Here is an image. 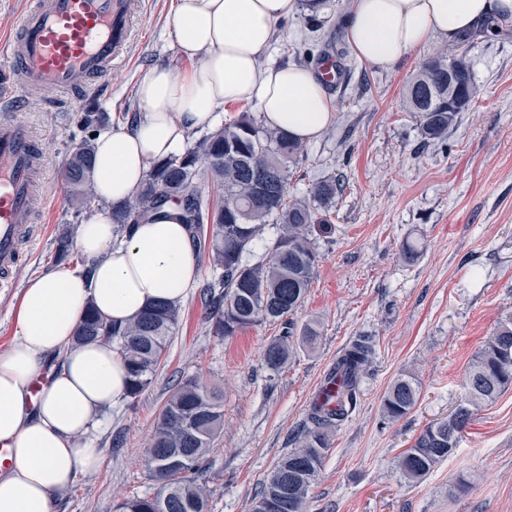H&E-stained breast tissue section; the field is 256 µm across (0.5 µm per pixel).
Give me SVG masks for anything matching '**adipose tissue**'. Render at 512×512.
<instances>
[{
    "mask_svg": "<svg viewBox=\"0 0 512 512\" xmlns=\"http://www.w3.org/2000/svg\"><path fill=\"white\" fill-rule=\"evenodd\" d=\"M296 0H172L169 24L190 69L159 63L134 88L140 110L125 130L97 136L93 182L101 207L75 246L89 270L58 268L32 278L15 308L16 335L0 354V512H54L55 497L95 471L93 437L107 409L127 395L111 347L76 344L87 307L125 324L158 299L179 303L200 270L177 202L167 218L116 235L112 207L144 184L152 162L182 152L189 132L234 104L257 107L266 125L307 143L332 117L326 89L297 66L262 65L276 24ZM489 16H512V0H354L347 38L374 68L394 64L430 38L447 40ZM55 370L40 375L47 361Z\"/></svg>",
    "mask_w": 512,
    "mask_h": 512,
    "instance_id": "1",
    "label": "adipose tissue"
}]
</instances>
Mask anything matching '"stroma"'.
I'll use <instances>...</instances> for the list:
<instances>
[{
	"label": "stroma",
	"instance_id": "stroma-1",
	"mask_svg": "<svg viewBox=\"0 0 512 512\" xmlns=\"http://www.w3.org/2000/svg\"><path fill=\"white\" fill-rule=\"evenodd\" d=\"M172 0H145L133 17L136 37L112 72L69 93L43 91L22 113L44 146L43 211L34 249L0 291V353L15 334L14 308L33 276L58 268L56 244L78 234L61 171L83 130V112L127 127L139 110L138 81L158 63L187 67L169 27ZM352 0H326L319 30L304 10L276 27L268 59L319 70L326 46L346 39ZM434 37L376 69L348 55L347 76L328 95L334 114L305 146L288 194L305 198L316 181L341 172L345 189L316 234L322 256L296 312L297 325L318 323L316 348L298 347L280 372L263 362L282 331L264 322L224 340L210 333L193 288L152 385L112 407L95 436L98 470L57 496L56 512H116L125 498L153 492L144 450L178 380L193 375L224 398V428L204 479L211 512H250L260 481L290 447L322 377L359 335L375 355L356 410L331 440L309 512H512V388L478 413L459 448L419 484L407 482L396 458L427 425L460 404L468 367L497 324L512 317V31L471 50L480 96L446 140L422 144L419 122L403 105L405 86L423 61L445 47ZM419 249L414 262L402 245ZM420 379L415 408L384 422L382 396L399 373Z\"/></svg>",
	"mask_w": 512,
	"mask_h": 512
}]
</instances>
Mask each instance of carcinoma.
<instances>
[{"mask_svg":"<svg viewBox=\"0 0 512 512\" xmlns=\"http://www.w3.org/2000/svg\"><path fill=\"white\" fill-rule=\"evenodd\" d=\"M488 20L463 34L459 43L426 59L410 79L406 108L419 117L423 143L448 137L459 115L479 96L474 80L471 43L495 31ZM305 148L285 132L265 126L249 112L214 130L183 152L151 165L142 188L112 209L115 233L130 224L164 216L166 203L176 200L195 243L207 244L213 276L203 290L212 335L221 339L263 321L294 315L311 288L318 254L310 228L321 219L316 206L326 207L342 190L331 177L310 189L311 201L288 198L290 166ZM91 139L72 151L63 170L71 204L82 212L95 201ZM221 192L217 200L205 195L200 171ZM269 225L277 226L271 238ZM181 319V304L160 300L121 327L90 309L76 334L79 343L98 341L112 346L124 360L130 377L127 397L137 398L152 384ZM288 321L282 335L264 352L271 372L292 358L295 341L312 345L319 325L309 323L294 336ZM374 356L370 336H357L336 361L335 406L314 403L306 422L293 438L252 500L274 504L272 512H306L331 445V437L358 404L360 382ZM512 387V318L499 322L476 353L465 383V397L445 420L425 427L411 448L398 457L397 467L411 483H420L435 466L459 448L463 433L484 405ZM420 395V382L411 372L393 379L382 397V415L395 422L410 413ZM224 425V401L198 378L186 375L165 401L146 448L148 478L156 490L125 498L118 512H209V492L201 480L205 462Z\"/></svg>","mask_w":512,"mask_h":512,"instance_id":"1","label":"carcinoma"}]
</instances>
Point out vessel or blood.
I'll return each instance as SVG.
<instances>
[{
  "label": "vessel or blood",
  "mask_w": 512,
  "mask_h": 512,
  "mask_svg": "<svg viewBox=\"0 0 512 512\" xmlns=\"http://www.w3.org/2000/svg\"><path fill=\"white\" fill-rule=\"evenodd\" d=\"M134 0H32L11 37L0 39V288L38 236L41 148L12 100L85 87L123 60Z\"/></svg>",
  "instance_id": "1"
}]
</instances>
